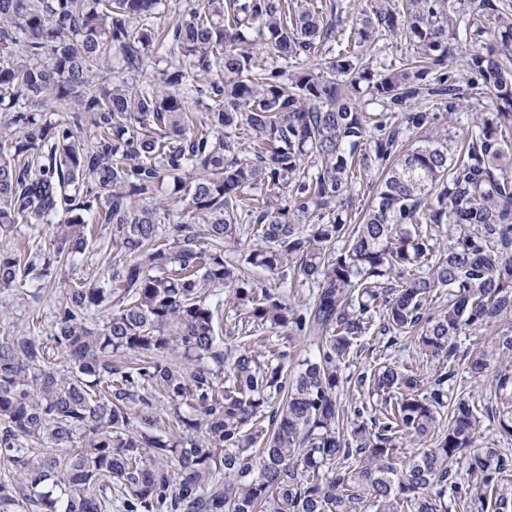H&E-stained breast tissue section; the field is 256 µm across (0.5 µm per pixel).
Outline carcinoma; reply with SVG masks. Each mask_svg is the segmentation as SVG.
I'll return each mask as SVG.
<instances>
[{
  "label": "carcinoma",
  "mask_w": 512,
  "mask_h": 512,
  "mask_svg": "<svg viewBox=\"0 0 512 512\" xmlns=\"http://www.w3.org/2000/svg\"><path fill=\"white\" fill-rule=\"evenodd\" d=\"M186 5L0 0V233L38 232L0 290L96 237L104 268L0 336V512H512L454 395L488 383L512 439V326L459 352L512 318V0ZM461 112L460 147L430 134ZM278 331L315 357L290 372ZM409 334L428 375L390 360Z\"/></svg>",
  "instance_id": "cac0c4a2"
}]
</instances>
